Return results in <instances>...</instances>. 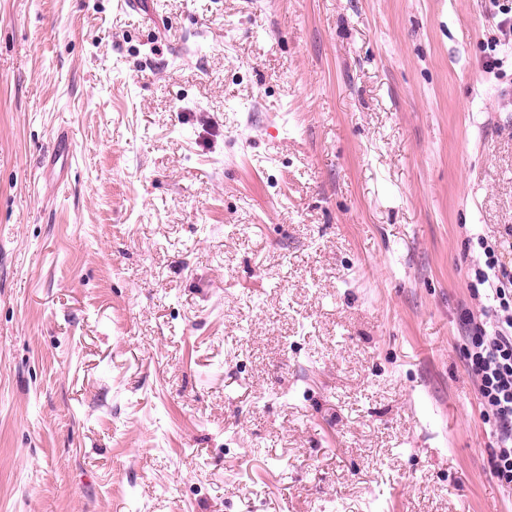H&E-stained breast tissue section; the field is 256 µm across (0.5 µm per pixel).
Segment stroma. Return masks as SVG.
Returning <instances> with one entry per match:
<instances>
[{
  "mask_svg": "<svg viewBox=\"0 0 512 512\" xmlns=\"http://www.w3.org/2000/svg\"><path fill=\"white\" fill-rule=\"evenodd\" d=\"M160 3L0 0V512H512L489 0ZM478 244L484 261L474 270L471 291L479 297L477 285L484 286L488 304L479 320L469 316L465 321L469 336L463 355L477 380L485 420L495 428L497 448L491 453L490 471L502 485L512 486V268L500 263L486 239L479 237Z\"/></svg>",
  "mask_w": 512,
  "mask_h": 512,
  "instance_id": "obj_1",
  "label": "stroma"
}]
</instances>
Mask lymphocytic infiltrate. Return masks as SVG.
Here are the masks:
<instances>
[{
  "mask_svg": "<svg viewBox=\"0 0 512 512\" xmlns=\"http://www.w3.org/2000/svg\"><path fill=\"white\" fill-rule=\"evenodd\" d=\"M479 245L484 261L474 276L486 290L487 303L480 318L466 320L463 355L477 380L485 420L495 429L490 471L501 484L512 486V269L501 264L487 240Z\"/></svg>",
  "mask_w": 512,
  "mask_h": 512,
  "instance_id": "lymphocytic-infiltrate-1",
  "label": "lymphocytic infiltrate"
}]
</instances>
